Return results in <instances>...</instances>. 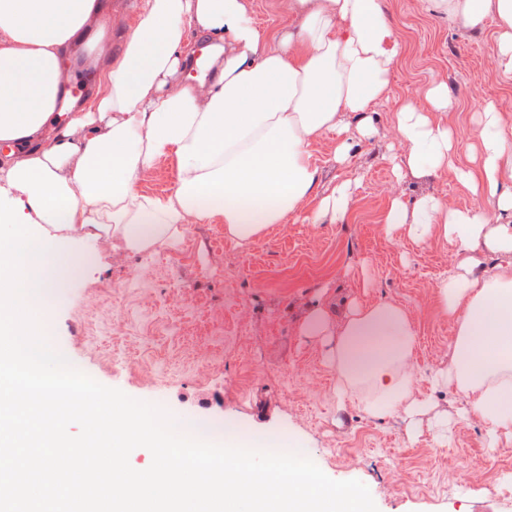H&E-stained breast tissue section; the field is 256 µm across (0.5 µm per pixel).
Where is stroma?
<instances>
[{
	"label": "stroma",
	"mask_w": 512,
	"mask_h": 512,
	"mask_svg": "<svg viewBox=\"0 0 512 512\" xmlns=\"http://www.w3.org/2000/svg\"><path fill=\"white\" fill-rule=\"evenodd\" d=\"M139 2L104 0L113 56L121 55L138 22ZM242 3L260 32L299 29V18L283 12L280 0ZM381 7L400 54L388 98L371 115V135L361 137L357 118L347 115L340 132L311 145L317 194L343 182L352 186L346 222L310 223L316 203L308 200L300 220L270 225L259 239L236 245L224 235L223 217H212L183 229L176 247L153 249V256L167 252L180 264L156 271L151 288L136 284L144 258L125 252L120 239L61 241L60 258L73 260L74 273L53 285L51 344L77 358L78 370L97 382L208 430L210 441L245 431L265 446L303 450L329 478L364 483L378 512H512V437L490 442L469 400L432 390L428 382L449 359L455 336L453 321L435 309L433 286L466 253L437 236L416 243L405 230L389 233L383 226L397 196L434 195L447 207H476L497 217L495 198L473 193L449 169L420 177L398 170L405 147L395 113L405 101L429 108L430 89L444 87L454 105L435 117L455 133L459 166L473 170L483 104L473 103L469 91L484 89L483 103H494L512 127V79L498 65L494 19L471 29L433 12L428 0H381ZM344 141L352 148L340 162L336 148ZM177 176L176 157L162 156L137 189L166 197ZM172 276L185 287L177 298ZM92 297L103 310L91 320ZM344 297L409 310L418 333L419 389L428 401L424 413L411 420L374 417L340 403L328 355L332 337L303 335L300 326L316 305ZM179 316L185 329L170 335L167 326ZM219 325L223 335H213ZM108 344L147 359L148 371L102 365ZM444 418L453 429L442 445L434 423Z\"/></svg>",
	"instance_id": "stroma-1"
}]
</instances>
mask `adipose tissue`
Segmentation results:
<instances>
[{"label":"adipose tissue","mask_w":512,"mask_h":512,"mask_svg":"<svg viewBox=\"0 0 512 512\" xmlns=\"http://www.w3.org/2000/svg\"><path fill=\"white\" fill-rule=\"evenodd\" d=\"M466 28L495 15L499 65L512 76V0H433ZM300 17L297 32L263 35L241 0H142L120 58L102 77L108 90L79 101L62 83L74 41L89 36L109 54L100 0H0V222L45 224L48 233L0 238V249L33 265L51 253L60 232L122 233L132 254L160 242L178 244L182 228L223 216L234 243L258 238L296 218L315 190L311 143L371 114L385 100L398 55L379 0H281ZM205 31L224 52L213 81L177 83L187 59V32ZM434 110L451 105L430 92ZM433 110V112H434ZM433 112L403 103L396 131L408 147L401 165L415 174L447 167L496 197L499 214L449 209L426 195L394 198L386 230L406 228L414 242L433 234L467 258L435 285L438 309L455 322L449 363L433 371L435 387L471 398L489 434L512 430V132L494 104L480 112L477 170L457 167L454 135ZM175 155L177 185L162 199L137 182L155 159ZM504 263L474 276L478 246ZM308 336L335 335L330 358L341 398L373 416L424 408L417 398V331L409 311L389 302L350 303L340 318L325 307L304 321Z\"/></svg>","instance_id":"adipose-tissue-1"}]
</instances>
